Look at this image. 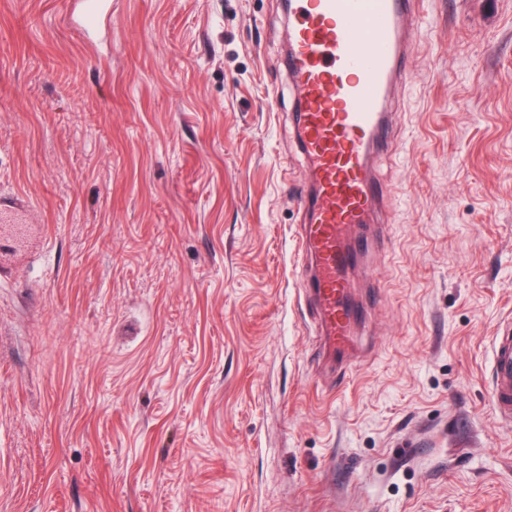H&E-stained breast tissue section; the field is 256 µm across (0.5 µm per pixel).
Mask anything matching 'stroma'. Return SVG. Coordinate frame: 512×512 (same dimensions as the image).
I'll use <instances>...</instances> for the list:
<instances>
[{
  "label": "stroma",
  "instance_id": "obj_1",
  "mask_svg": "<svg viewBox=\"0 0 512 512\" xmlns=\"http://www.w3.org/2000/svg\"><path fill=\"white\" fill-rule=\"evenodd\" d=\"M0 0V512H512V0H420L347 381L299 298L283 0ZM29 226L0 222V261L4 255H13L23 246ZM491 393L502 422L512 424V321L501 322L493 336L490 362Z\"/></svg>",
  "mask_w": 512,
  "mask_h": 512
}]
</instances>
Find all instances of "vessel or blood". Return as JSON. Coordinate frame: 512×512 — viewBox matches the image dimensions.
<instances>
[{
	"instance_id": "b4317fda",
	"label": "vessel or blood",
	"mask_w": 512,
	"mask_h": 512,
	"mask_svg": "<svg viewBox=\"0 0 512 512\" xmlns=\"http://www.w3.org/2000/svg\"><path fill=\"white\" fill-rule=\"evenodd\" d=\"M418 0H289L288 78L297 110L296 151L309 172L299 204L305 224L298 252L308 275L302 292L316 311L322 346L345 357L363 306L353 302L349 273L388 196L374 169L389 149L391 95L405 81L408 30ZM491 393L502 422L512 424V321L492 343Z\"/></svg>"
}]
</instances>
